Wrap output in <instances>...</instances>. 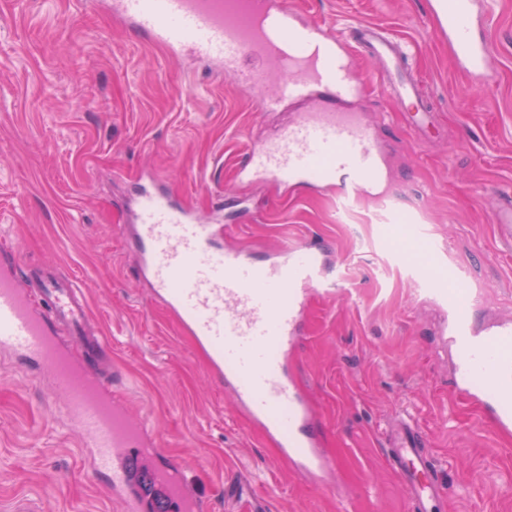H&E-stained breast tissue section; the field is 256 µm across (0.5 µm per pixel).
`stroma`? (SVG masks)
<instances>
[{"mask_svg": "<svg viewBox=\"0 0 512 512\" xmlns=\"http://www.w3.org/2000/svg\"><path fill=\"white\" fill-rule=\"evenodd\" d=\"M434 2L288 0L328 28L393 29L435 108L428 138L408 126L378 65L356 59L365 91L345 106L374 126L383 178L347 204L322 187L283 200L274 184L237 176L248 145L274 139L309 102L258 112L231 79L167 54L91 0H0V246L14 247L20 269L48 265L81 283L123 406L150 421L206 512H239L224 497L232 482L259 512H412L387 452L406 412L450 488L438 512H512V436L455 395L435 334L442 315L418 274L424 251L395 250L402 233L388 222L392 211L417 217L447 245L474 314L512 318V238L488 221L497 192L512 190V0H491L487 85L456 68ZM142 185L173 188L223 226L224 244L255 257L286 244L333 250L336 293H310L288 361L335 462L325 486L289 465L151 301L127 231ZM51 390L46 370L0 352V512L22 499L39 512H122Z\"/></svg>", "mask_w": 512, "mask_h": 512, "instance_id": "obj_1", "label": "stroma"}]
</instances>
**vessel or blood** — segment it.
Listing matches in <instances>:
<instances>
[{"mask_svg": "<svg viewBox=\"0 0 512 512\" xmlns=\"http://www.w3.org/2000/svg\"><path fill=\"white\" fill-rule=\"evenodd\" d=\"M113 16L161 49L191 51L211 70L233 77L264 110L310 99L313 107L273 142L248 148L240 173L272 180L285 195L310 185H338L342 195L373 187L381 158L372 128L340 104L363 88L353 57L366 55L392 76L402 101L412 102L413 126L428 125V103L401 64L406 45L384 26L360 24L328 31L300 22L285 0H111ZM437 32L455 64L474 80L494 75L487 0H436ZM278 76L267 92L269 76ZM138 271L185 333L208 354L213 373L297 470L317 475L327 460L320 423L288 372L287 356L300 334L304 298L324 285L328 247H282L266 260L220 246L210 221L181 207L169 191L142 192L135 211ZM429 250L420 275L448 314L444 334L455 355L454 392L476 405L493 428L512 434V320L483 323L467 313L459 273ZM103 337L89 331L79 287L49 272L29 292L11 251H0V350L35 360L87 438L93 471L112 476L109 493L123 512H141L144 483L132 480L131 449L152 448L144 420H133L94 363ZM391 464L414 512H430L440 493L438 470L417 437L395 443ZM152 478L180 512H203L204 501L185 468L163 458Z\"/></svg>", "mask_w": 512, "mask_h": 512, "instance_id": "1", "label": "vessel or blood"}]
</instances>
